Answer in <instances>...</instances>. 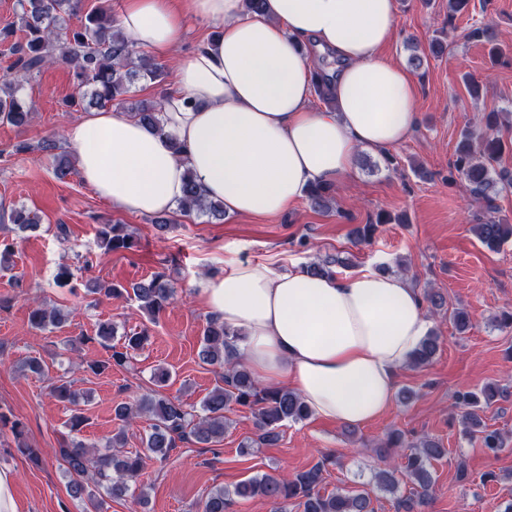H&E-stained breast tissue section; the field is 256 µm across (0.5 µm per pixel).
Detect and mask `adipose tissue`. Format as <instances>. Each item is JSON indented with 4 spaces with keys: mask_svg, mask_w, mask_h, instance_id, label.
Listing matches in <instances>:
<instances>
[{
    "mask_svg": "<svg viewBox=\"0 0 512 512\" xmlns=\"http://www.w3.org/2000/svg\"><path fill=\"white\" fill-rule=\"evenodd\" d=\"M215 37L180 58L160 128L123 112L86 114L66 130L80 178L103 201L141 215L171 212L187 175L227 213L276 216L311 183L350 178L358 150L413 132L415 83L388 59L395 0H122L134 45L167 57L186 16ZM333 61L328 108L310 104L315 57ZM197 297L234 332V353L260 383L298 393L314 415L363 425L391 405L398 371L427 333L409 277L235 261L203 277Z\"/></svg>",
    "mask_w": 512,
    "mask_h": 512,
    "instance_id": "ef3b65f1",
    "label": "adipose tissue"
}]
</instances>
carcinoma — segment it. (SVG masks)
Here are the masks:
<instances>
[{"label": "carcinoma", "instance_id": "1", "mask_svg": "<svg viewBox=\"0 0 512 512\" xmlns=\"http://www.w3.org/2000/svg\"><path fill=\"white\" fill-rule=\"evenodd\" d=\"M80 3L81 0H19L18 21L0 30L1 38L18 30L23 32V40L12 46L15 62L0 74L1 123L15 127L29 124L32 111L23 94L24 86L37 77L49 62H62L72 67L77 95L69 100V106L79 108L109 106L129 93L135 82L147 78L154 81L164 76L162 67L138 53L110 9L91 11L87 13L81 29L69 28L65 16L75 13ZM466 37L488 44V56L492 61L505 55L502 45L497 43V37L487 26L470 28ZM446 48L447 37L442 34L430 40L426 51L413 48L411 62L419 69L427 55L438 57ZM130 111L149 127L159 125L161 103L157 101H140ZM504 151L505 143L501 138L486 136L477 143L474 133L469 130L460 134L455 148L454 172L468 182L474 200L485 202L489 208L492 207V194L497 192L498 186H512V173L495 167ZM73 171L70 155L54 156L53 174L57 180H66ZM330 190V185L316 183L307 188L305 197L313 208L328 210L332 204ZM179 208L214 217L224 212L222 203L201 194L191 174L186 179L184 198ZM10 220L21 232L35 230L41 224L37 213L23 207L12 209ZM473 231L491 251L499 250L512 239V225L494 218L474 225ZM98 237L108 252L135 247L134 239L123 224L101 225ZM336 264L343 266L345 262L338 258L326 259L310 264L307 270L314 275L333 276L332 266ZM174 292L173 285L162 273L132 286L139 309L152 321L170 305ZM28 322L33 329L45 330L61 324L62 315L56 309L47 310L34 305L30 308ZM145 336L144 330L125 334L123 350L112 353V364L124 365L128 353L138 350ZM231 338L232 334L224 328V323L214 316L204 327L199 358L206 364L224 368V372L221 373V384L215 386L202 401L201 413H195L178 398L159 391L143 396L134 405L122 403L115 408V418L123 423L140 414L149 416L150 431L145 438L147 457L166 460L178 441L192 439L212 445L222 442L224 432L231 424L227 413L233 405L251 410L259 440L269 443L278 440L279 429L286 423L300 422L312 416V411L297 393L287 388L265 387L258 382L245 363L233 355ZM439 344L440 336L429 333L414 352L410 364L415 367L428 364L436 355ZM49 394L56 401L69 405L78 404L81 398L80 392L73 389L72 382L62 378L51 382ZM482 395L480 399L470 391H459L455 394V406L462 410L466 434L495 453L502 448V436L498 430L486 425L481 412L507 397L509 388L489 386L484 388ZM84 423L85 417L77 411L66 423L69 438L60 449L64 473L68 478L66 489L71 499L85 505V512H101L103 502L90 483L99 485L106 482L111 497L121 499L131 491V484L137 482L144 457L138 452L123 450L125 434L122 428L112 434L105 452L91 451L90 445L78 438ZM382 447L400 455L402 474L412 484V494L417 496L418 502H423L435 483L434 463L443 459L448 450L432 438L411 444L398 430L387 434ZM323 466L324 461L321 460L289 478L268 473L252 476L239 482L230 494L222 488L216 489L204 501L202 512H226L231 494L243 499L260 497L274 504L297 499L304 512H375L373 489L394 494L399 488L396 472L380 470L373 477V489L362 484L351 491L323 492L319 488Z\"/></svg>", "mask_w": 512, "mask_h": 512}]
</instances>
